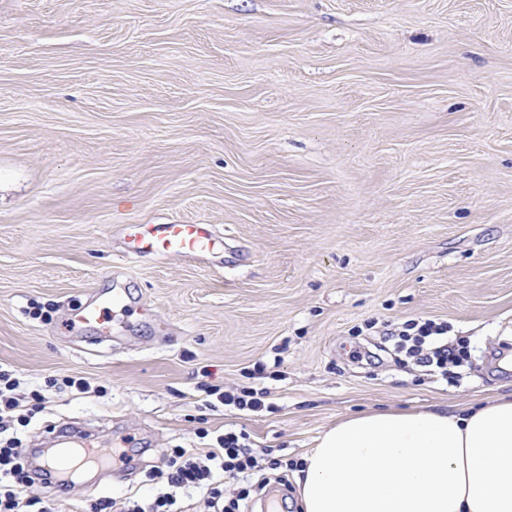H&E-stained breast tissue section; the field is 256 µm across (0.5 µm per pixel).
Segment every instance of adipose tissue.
<instances>
[{"label": "adipose tissue", "mask_w": 512, "mask_h": 512, "mask_svg": "<svg viewBox=\"0 0 512 512\" xmlns=\"http://www.w3.org/2000/svg\"><path fill=\"white\" fill-rule=\"evenodd\" d=\"M295 485L299 512H512V392L341 417Z\"/></svg>", "instance_id": "obj_1"}]
</instances>
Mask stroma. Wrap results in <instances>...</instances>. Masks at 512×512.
I'll use <instances>...</instances> for the list:
<instances>
[{"label":"stroma","mask_w":512,"mask_h":512,"mask_svg":"<svg viewBox=\"0 0 512 512\" xmlns=\"http://www.w3.org/2000/svg\"><path fill=\"white\" fill-rule=\"evenodd\" d=\"M141 224H207L223 245L127 257ZM108 288L132 312L105 339L71 329ZM427 318L470 344L454 379L388 338ZM511 353L512 0H0V368L30 413L18 435L136 442L132 469L35 483L50 512L168 491L207 512L151 472L228 431L282 462L253 476L257 512L339 417L511 392ZM208 386L265 390L266 407ZM264 393L254 391L252 388L243 387L237 392L221 393V400L224 405L233 406L239 410H258L264 406L262 400Z\"/></svg>","instance_id":"1"}]
</instances>
